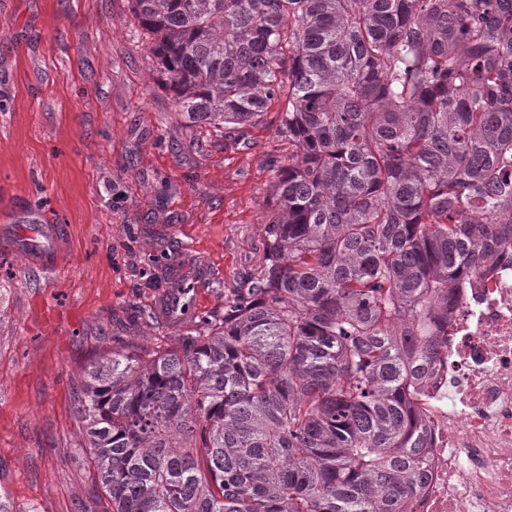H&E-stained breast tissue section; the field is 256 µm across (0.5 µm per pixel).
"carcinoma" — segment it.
Here are the masks:
<instances>
[{
	"instance_id": "carcinoma-1",
	"label": "carcinoma",
	"mask_w": 512,
	"mask_h": 512,
	"mask_svg": "<svg viewBox=\"0 0 512 512\" xmlns=\"http://www.w3.org/2000/svg\"><path fill=\"white\" fill-rule=\"evenodd\" d=\"M130 8L185 119L233 129L277 102L288 156L224 315L84 376L111 512H405L461 268L512 237V0Z\"/></svg>"
}]
</instances>
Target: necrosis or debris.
Here are the masks:
<instances>
[{
  "instance_id": "1",
  "label": "necrosis or debris",
  "mask_w": 512,
  "mask_h": 512,
  "mask_svg": "<svg viewBox=\"0 0 512 512\" xmlns=\"http://www.w3.org/2000/svg\"><path fill=\"white\" fill-rule=\"evenodd\" d=\"M418 403L428 448L408 512H512V245L466 275Z\"/></svg>"
}]
</instances>
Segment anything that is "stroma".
I'll return each instance as SVG.
<instances>
[{
  "label": "stroma",
  "instance_id": "obj_1",
  "mask_svg": "<svg viewBox=\"0 0 512 512\" xmlns=\"http://www.w3.org/2000/svg\"><path fill=\"white\" fill-rule=\"evenodd\" d=\"M129 0H0V492L14 512L104 502L76 394L105 349L148 352L222 313L264 256L279 112L231 135L187 123ZM53 240L18 251L23 219ZM178 253L194 287L141 322Z\"/></svg>",
  "mask_w": 512,
  "mask_h": 512
}]
</instances>
